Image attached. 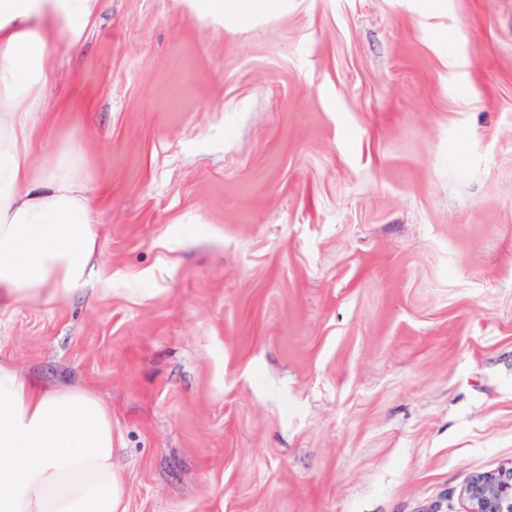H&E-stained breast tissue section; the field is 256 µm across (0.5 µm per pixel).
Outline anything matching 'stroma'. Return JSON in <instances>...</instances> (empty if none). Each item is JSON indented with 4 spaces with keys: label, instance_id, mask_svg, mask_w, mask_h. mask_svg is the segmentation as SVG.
<instances>
[{
    "label": "stroma",
    "instance_id": "35a3bbf8",
    "mask_svg": "<svg viewBox=\"0 0 512 512\" xmlns=\"http://www.w3.org/2000/svg\"><path fill=\"white\" fill-rule=\"evenodd\" d=\"M41 28L101 275L0 362L111 406L128 512H463L512 462V0Z\"/></svg>",
    "mask_w": 512,
    "mask_h": 512
}]
</instances>
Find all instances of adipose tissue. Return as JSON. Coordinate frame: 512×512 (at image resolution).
Returning <instances> with one entry per match:
<instances>
[{"instance_id": "ef3b65f1", "label": "adipose tissue", "mask_w": 512, "mask_h": 512, "mask_svg": "<svg viewBox=\"0 0 512 512\" xmlns=\"http://www.w3.org/2000/svg\"><path fill=\"white\" fill-rule=\"evenodd\" d=\"M98 0H0V303L83 290L99 253L85 157H34L49 55L34 18L79 43ZM112 409L84 387L42 389L0 365V512H127Z\"/></svg>"}]
</instances>
